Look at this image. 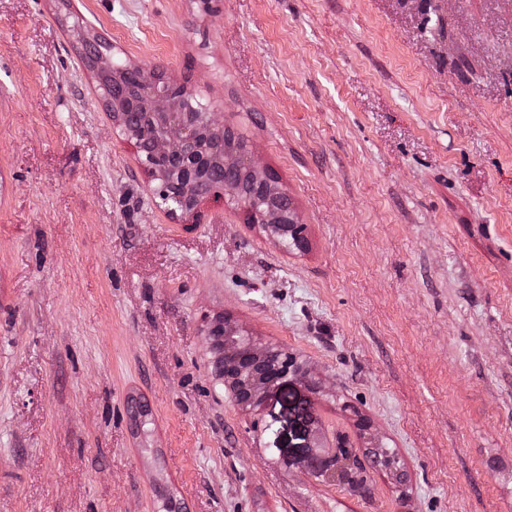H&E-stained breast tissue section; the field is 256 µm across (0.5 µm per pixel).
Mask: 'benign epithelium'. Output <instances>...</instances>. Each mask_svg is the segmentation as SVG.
I'll list each match as a JSON object with an SVG mask.
<instances>
[{
  "instance_id": "benign-epithelium-1",
  "label": "benign epithelium",
  "mask_w": 512,
  "mask_h": 512,
  "mask_svg": "<svg viewBox=\"0 0 512 512\" xmlns=\"http://www.w3.org/2000/svg\"><path fill=\"white\" fill-rule=\"evenodd\" d=\"M139 83L147 90L148 97L142 108L137 103L117 101L116 107L123 108L115 119L116 125L128 137L133 133L125 128L124 118L131 115L141 118V130L159 127L162 134L143 135L147 139L145 158L141 163L156 172L157 183L153 193L158 197L171 195L176 187L181 197L190 199L195 192V179L211 161V152L220 150L224 169H233L243 164L249 168L258 185L266 184L267 170L257 165L251 150H224V124L216 118L214 108L206 107L200 113L185 112L182 109L184 97L177 86L162 82L156 74L146 68H136ZM241 198V189L236 181L226 177L213 185L203 199L198 200L190 214L198 215L200 205L209 202L222 206ZM255 222L261 224L270 236L286 248L299 249L304 245L305 225L299 214H294L289 224H276L274 218L264 210L254 212ZM212 348L216 354L215 368L235 402L243 407L257 405L272 388L288 382L296 375L293 362L285 351L266 346L259 347L248 335L221 319L209 324Z\"/></svg>"
}]
</instances>
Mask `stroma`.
<instances>
[{"label": "stroma", "instance_id": "1", "mask_svg": "<svg viewBox=\"0 0 512 512\" xmlns=\"http://www.w3.org/2000/svg\"><path fill=\"white\" fill-rule=\"evenodd\" d=\"M97 33L223 112L307 251L234 203L158 205L83 61ZM216 317L297 377L237 405ZM164 494L512 512V0H0V512Z\"/></svg>", "mask_w": 512, "mask_h": 512}]
</instances>
